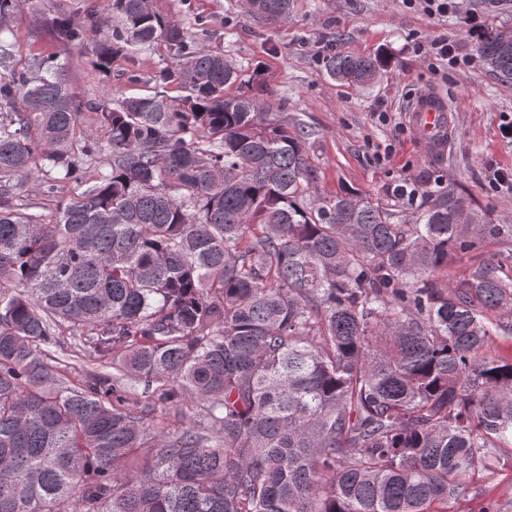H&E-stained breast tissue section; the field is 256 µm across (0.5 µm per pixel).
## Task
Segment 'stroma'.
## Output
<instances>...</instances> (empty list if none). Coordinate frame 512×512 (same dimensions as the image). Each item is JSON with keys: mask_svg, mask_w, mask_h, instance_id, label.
<instances>
[{"mask_svg": "<svg viewBox=\"0 0 512 512\" xmlns=\"http://www.w3.org/2000/svg\"><path fill=\"white\" fill-rule=\"evenodd\" d=\"M109 13L108 0H20L9 23L18 66L36 70L51 59L66 71L70 92L82 105V124L104 137L99 104L149 93L148 79L175 63L168 45L156 42L134 57H118L110 74L93 66L95 41H60L54 20L68 13L88 21V7ZM164 16L193 25L206 17L213 32L206 49L224 53L244 71L261 69L274 92L277 113L310 133V153L328 192L359 189L389 205L410 209L401 187L454 190L468 209L494 224H512V188L492 182L495 170H512V141L501 130L512 123V80L505 82L475 59V44L489 27L512 32V0H464L469 20L430 17L402 0H292L286 19L272 23L247 10L246 0H153ZM448 36L468 65L449 66L414 52L410 39ZM385 51L390 67L371 85L354 87L328 77L322 56ZM138 69L142 81L126 80ZM442 91L458 117L446 153L432 157L408 128L405 111L426 88ZM390 161H383L385 150ZM477 495L452 501L448 512H479L486 498L512 499V457L479 474Z\"/></svg>", "mask_w": 512, "mask_h": 512, "instance_id": "35a3bbf8", "label": "stroma"}]
</instances>
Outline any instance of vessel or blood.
Returning a JSON list of instances; mask_svg holds the SVG:
<instances>
[{
  "instance_id": "b4317fda",
  "label": "vessel or blood",
  "mask_w": 512,
  "mask_h": 512,
  "mask_svg": "<svg viewBox=\"0 0 512 512\" xmlns=\"http://www.w3.org/2000/svg\"><path fill=\"white\" fill-rule=\"evenodd\" d=\"M407 121L429 154H442L457 118L445 99L436 91L426 90L414 96Z\"/></svg>"
}]
</instances>
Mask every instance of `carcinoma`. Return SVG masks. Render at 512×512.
I'll use <instances>...</instances> for the list:
<instances>
[{"mask_svg": "<svg viewBox=\"0 0 512 512\" xmlns=\"http://www.w3.org/2000/svg\"><path fill=\"white\" fill-rule=\"evenodd\" d=\"M0 512H448L512 453V250L451 190L408 213L319 188L308 132L274 92L230 94L236 64L152 0H110L94 66L162 40L160 90L82 128L65 73L34 78L1 34ZM292 0H250L271 21ZM58 36L81 42L71 15ZM479 62L512 79L497 28ZM355 86L385 55L322 58ZM184 91L179 99L162 92ZM54 222L17 203L34 142ZM107 147L110 171L83 159ZM468 258L448 280V259ZM77 340V379L59 367ZM198 407L175 427L172 415Z\"/></svg>", "mask_w": 512, "mask_h": 512, "instance_id": "1", "label": "carcinoma"}]
</instances>
